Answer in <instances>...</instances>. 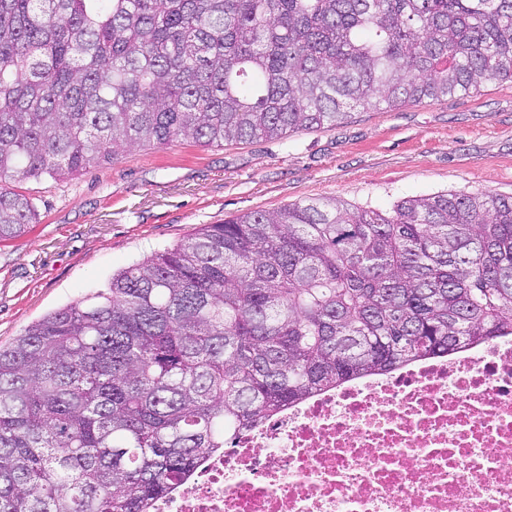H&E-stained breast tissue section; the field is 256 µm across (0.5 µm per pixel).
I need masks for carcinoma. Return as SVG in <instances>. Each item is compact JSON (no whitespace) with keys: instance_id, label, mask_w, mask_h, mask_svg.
<instances>
[{"instance_id":"cac0c4a2","label":"carcinoma","mask_w":512,"mask_h":512,"mask_svg":"<svg viewBox=\"0 0 512 512\" xmlns=\"http://www.w3.org/2000/svg\"><path fill=\"white\" fill-rule=\"evenodd\" d=\"M512 81V0H0L15 182L283 139ZM512 336V196L314 199L203 224L0 347V512H151L226 434Z\"/></svg>"}]
</instances>
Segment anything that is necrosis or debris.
I'll use <instances>...</instances> for the list:
<instances>
[{
  "mask_svg": "<svg viewBox=\"0 0 512 512\" xmlns=\"http://www.w3.org/2000/svg\"><path fill=\"white\" fill-rule=\"evenodd\" d=\"M153 512H512V337L315 393Z\"/></svg>",
  "mask_w": 512,
  "mask_h": 512,
  "instance_id": "1",
  "label": "necrosis or debris"
}]
</instances>
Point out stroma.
<instances>
[{
	"label": "stroma",
	"mask_w": 512,
	"mask_h": 512,
	"mask_svg": "<svg viewBox=\"0 0 512 512\" xmlns=\"http://www.w3.org/2000/svg\"><path fill=\"white\" fill-rule=\"evenodd\" d=\"M40 216L0 244V347L113 273L225 216L312 199L391 209L437 192L512 196V82L358 110L342 124L221 147L134 150L77 179L19 183Z\"/></svg>",
	"instance_id": "obj_1"
}]
</instances>
